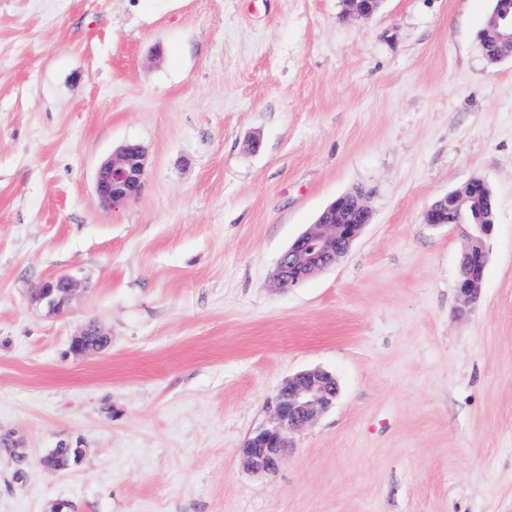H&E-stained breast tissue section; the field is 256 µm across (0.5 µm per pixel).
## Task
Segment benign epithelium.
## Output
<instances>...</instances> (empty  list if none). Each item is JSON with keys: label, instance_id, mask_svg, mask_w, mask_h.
<instances>
[{"label": "benign epithelium", "instance_id": "benign-epithelium-1", "mask_svg": "<svg viewBox=\"0 0 512 512\" xmlns=\"http://www.w3.org/2000/svg\"><path fill=\"white\" fill-rule=\"evenodd\" d=\"M382 0H351L344 9L348 18L369 20L379 10ZM508 12L495 10L481 38L488 44L512 40V20ZM145 174V152L135 143H126L100 163L95 174L94 191L106 207H116L136 198ZM486 181L470 179L463 190L436 199L425 211L424 222L434 225L462 223V217L483 212L485 223L477 224L457 273L456 289L464 302L477 299L485 267L483 238L494 227V208L485 195ZM371 219L367 194H345L335 198L315 224L309 225L279 256L270 272L274 287L290 290L333 267L349 251L365 224ZM78 282L61 275L40 281L33 299L49 310L68 309ZM106 332L95 323L87 324L73 336L71 345L78 352L99 350L92 336ZM339 393L336 377L323 369H309L285 379L279 386L269 424L256 429L239 450L243 467L256 475L275 474L291 447L292 438L315 424L322 413L335 403Z\"/></svg>", "mask_w": 512, "mask_h": 512}]
</instances>
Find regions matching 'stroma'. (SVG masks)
I'll use <instances>...</instances> for the list:
<instances>
[{
  "mask_svg": "<svg viewBox=\"0 0 512 512\" xmlns=\"http://www.w3.org/2000/svg\"><path fill=\"white\" fill-rule=\"evenodd\" d=\"M493 0H0V512H512V58ZM259 139L258 150L247 142ZM146 151L108 209L95 172ZM480 177L496 200L479 299L467 224L425 223ZM372 219L336 264L272 288L336 196ZM77 279L66 314L31 300ZM110 333L82 355L88 322ZM334 405L279 470L240 463L288 376ZM86 455L66 472L42 456ZM502 5L508 6L506 2L495 0L493 10ZM507 17L508 12L500 7L496 9L488 20L487 28L481 34L482 40L488 44H495L505 39H510L512 42V20L507 21ZM145 174V152L135 143H126L100 163L94 191L106 207H116L136 198Z\"/></svg>",
  "mask_w": 512,
  "mask_h": 512,
  "instance_id": "35a3bbf8",
  "label": "stroma"
}]
</instances>
